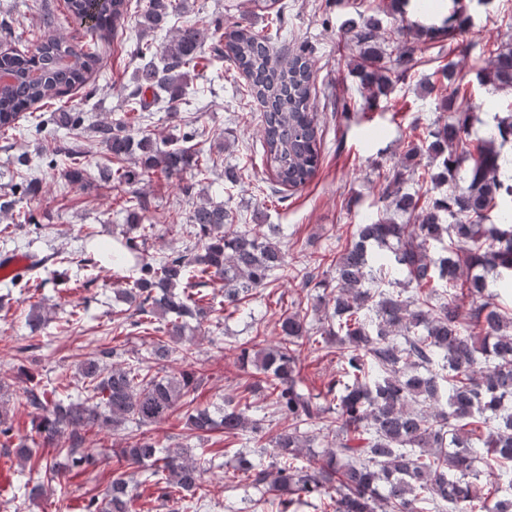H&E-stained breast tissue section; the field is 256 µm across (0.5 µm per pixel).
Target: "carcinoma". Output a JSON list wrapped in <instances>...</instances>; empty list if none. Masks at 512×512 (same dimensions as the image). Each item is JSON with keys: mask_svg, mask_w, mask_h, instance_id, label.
I'll return each mask as SVG.
<instances>
[{"mask_svg": "<svg viewBox=\"0 0 512 512\" xmlns=\"http://www.w3.org/2000/svg\"><path fill=\"white\" fill-rule=\"evenodd\" d=\"M129 0H69L70 16L87 15L89 40L59 35L67 18L42 15L45 34L30 52L0 53V134L28 135L53 124L69 132L84 129L83 113L40 114L44 107L85 86L101 69L100 46L125 28ZM186 9V0H146L133 55L138 62L128 88L129 111L90 127V138L111 155L97 171L99 183L123 192V238L101 243L113 263L133 261L125 287L115 292L110 333L144 335V352L123 358L106 343L77 365V396L71 383L48 388L23 384L0 373V446L10 448L28 476L13 499L24 503L62 487L63 474L75 467L92 480L106 467L111 484L102 497L85 500L84 512H135L137 484L128 469L146 473L170 512H197L206 476L224 467L217 448L196 450L164 445L148 432L178 413L198 440L219 431L224 439L246 438L257 447L237 452L236 468L262 490L264 512H512V309L497 302L488 279L500 291L512 290V174L502 171L512 152V113L497 118L484 138H470V113L459 109L463 89L459 62L450 59L435 71L428 93L440 114L410 125L401 159L379 173L390 191L376 218L356 225L349 242L315 260H331L330 285L304 279L329 295L305 312L283 310L274 322L278 341L256 349L246 341L235 347L247 368L238 394L223 398L219 415L196 402L205 377L195 372L159 376L155 366L196 357L195 332L243 314L259 288L287 277L288 253L278 224L254 221L260 230L236 223L222 205L203 200L189 211L187 225L171 228L187 235L184 250L155 256L144 249L156 225L146 224L151 202L133 190L144 178L161 174L179 179L188 171L206 176L214 159L189 143L205 136L192 127L180 137L157 140L135 131L151 106L163 104L176 117L184 96L187 69L209 49L241 72L246 96L260 103L262 162L273 180L288 190L306 186L321 159L317 113L312 98L315 75L311 51L302 47L282 59L273 57V39L286 42L284 29L263 34L249 24L226 18L225 24L187 21L164 38L142 36L166 29ZM470 21L457 7L440 26L399 19L387 28L378 14L358 13L345 21L340 37L354 55L355 76L370 92V103L404 81L417 64L423 40L448 42V54L465 56L460 40ZM0 32L22 40V24L0 19ZM483 85L512 89V47L491 51L478 74ZM86 151L66 140L45 158L48 169L63 167L71 186L83 185ZM429 158L431 171L421 164ZM448 185L432 201L403 185ZM408 215L405 223L387 216L389 208ZM13 225L35 224L31 210L17 200L0 199V211ZM496 222L489 224L490 215ZM77 262L86 283L97 278L92 258L74 260L54 252L36 258L23 271L3 277L7 292L30 289L28 272L51 263ZM393 270L403 279L385 281ZM221 284L223 298L211 290ZM86 310L75 305L62 328L84 326ZM47 322L44 306L30 304V332ZM336 349L341 378L325 395L301 389L306 350ZM24 408L37 416L34 433L15 432L10 412ZM107 429L120 443L113 448L87 446L86 429ZM64 439L48 459L38 446ZM323 449L314 451L319 443ZM273 461L265 463L266 449ZM313 462L299 463L305 453Z\"/></svg>", "mask_w": 512, "mask_h": 512, "instance_id": "carcinoma-1", "label": "carcinoma"}]
</instances>
